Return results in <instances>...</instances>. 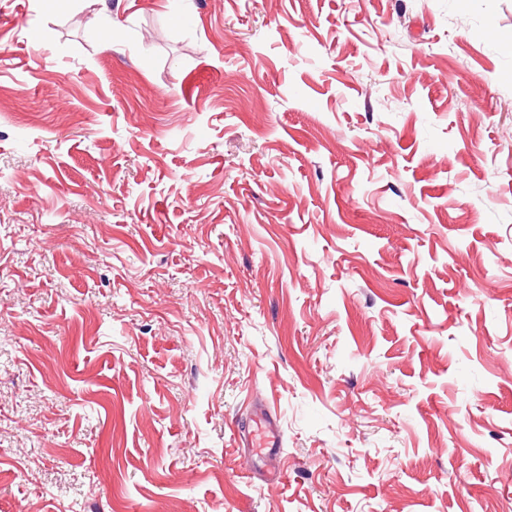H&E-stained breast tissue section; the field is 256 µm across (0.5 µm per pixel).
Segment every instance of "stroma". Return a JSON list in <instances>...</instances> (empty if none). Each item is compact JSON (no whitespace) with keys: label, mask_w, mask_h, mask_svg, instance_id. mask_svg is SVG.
<instances>
[{"label":"stroma","mask_w":512,"mask_h":512,"mask_svg":"<svg viewBox=\"0 0 512 512\" xmlns=\"http://www.w3.org/2000/svg\"><path fill=\"white\" fill-rule=\"evenodd\" d=\"M170 4L0 0V512H512V0ZM239 443L248 448H261L260 455L276 457L282 447V435L273 411L259 403L246 426L234 429Z\"/></svg>","instance_id":"1"}]
</instances>
